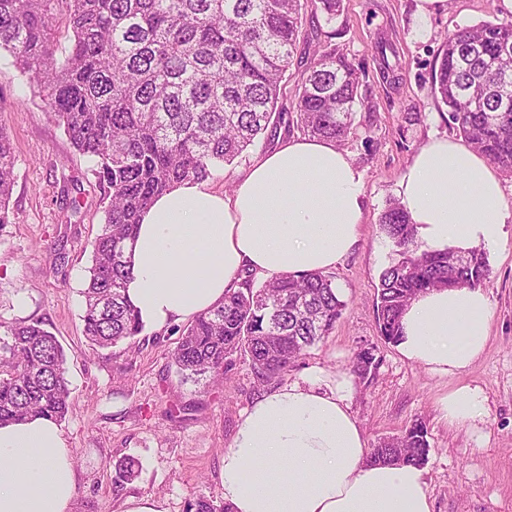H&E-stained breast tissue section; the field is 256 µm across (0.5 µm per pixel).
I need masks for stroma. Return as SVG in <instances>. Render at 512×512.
<instances>
[{
	"label": "stroma",
	"instance_id": "stroma-1",
	"mask_svg": "<svg viewBox=\"0 0 512 512\" xmlns=\"http://www.w3.org/2000/svg\"><path fill=\"white\" fill-rule=\"evenodd\" d=\"M417 5L343 0L336 20L307 28L312 38L335 30L336 45L364 70V105L341 147L364 182L365 222L353 252L328 272L346 303L341 318L282 381L315 369L331 376L351 372L355 354L374 348L378 366L368 379L356 380L350 400L369 445L422 422L433 512H512V223L504 242L486 252L489 339L463 373L450 379L406 359L381 340L375 318L379 275L392 258L380 214L423 146L458 137L447 107L430 90L444 37L502 19L495 0H443L424 19ZM381 41L397 52L396 80L382 75L376 53ZM0 128L16 155L9 221L0 224V322L41 321L64 349L72 409L60 425L77 473L73 512H122L131 497L150 498L158 512H187L198 496L223 501L224 451L249 406L282 381L257 384L239 358L222 387L182 382L172 361L180 323L109 349L92 347L83 334L81 291L101 229L94 163L75 151L42 93L4 53ZM453 383L483 392L487 415L479 427L453 428L441 420L437 400ZM127 457L138 460L139 474L117 492L114 466Z\"/></svg>",
	"mask_w": 512,
	"mask_h": 512
}]
</instances>
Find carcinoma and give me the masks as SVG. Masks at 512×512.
Listing matches in <instances>:
<instances>
[{
  "mask_svg": "<svg viewBox=\"0 0 512 512\" xmlns=\"http://www.w3.org/2000/svg\"><path fill=\"white\" fill-rule=\"evenodd\" d=\"M334 19L342 0H0V51L44 92L73 147L95 161L103 191L101 233L82 294L83 332L100 349L140 335L143 324L125 295L131 259L125 243L160 193L184 181H204L233 162L288 117V127L334 142L354 129L363 105L360 70L335 47L317 43L294 63L305 9ZM72 32L63 58L56 31ZM431 92L448 107V121L464 141L512 175V23L484 21L444 40ZM302 69L292 110L285 75ZM15 156L0 128V224L8 223ZM379 227L393 257L379 276L380 336L399 341L401 318L418 294L437 288H477L490 278L486 254L448 247L423 250L404 206L389 201ZM344 302L322 273L281 275L256 288L244 279L224 302L198 315L172 353L185 379L224 375L232 356L248 362L258 384L281 377L307 348L329 335ZM0 425L70 411L64 350L43 324H0ZM373 350L356 353L360 379L376 369ZM427 430L415 423L381 439L374 463L422 466ZM139 462L115 467L114 491L134 481ZM188 512H231L204 496Z\"/></svg>",
  "mask_w": 512,
  "mask_h": 512,
  "instance_id": "obj_1",
  "label": "carcinoma"
}]
</instances>
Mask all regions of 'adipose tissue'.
Returning <instances> with one entry per match:
<instances>
[{
  "instance_id": "1",
  "label": "adipose tissue",
  "mask_w": 512,
  "mask_h": 512,
  "mask_svg": "<svg viewBox=\"0 0 512 512\" xmlns=\"http://www.w3.org/2000/svg\"><path fill=\"white\" fill-rule=\"evenodd\" d=\"M398 196L426 249L495 247L512 221L487 159L435 139L413 158ZM364 184L336 143L294 136L254 156L231 192L186 181L155 199L126 244L125 294L145 329L194 318L239 288L244 272L269 279L334 268L357 244ZM490 301L478 288L430 290L402 317L398 349L444 377L466 370L488 341ZM351 375L320 371L263 394L224 452L221 481L233 512H432L413 465L370 460L349 404ZM451 427L486 416L479 389L437 402ZM73 453L52 419L0 426V512H70Z\"/></svg>"
}]
</instances>
